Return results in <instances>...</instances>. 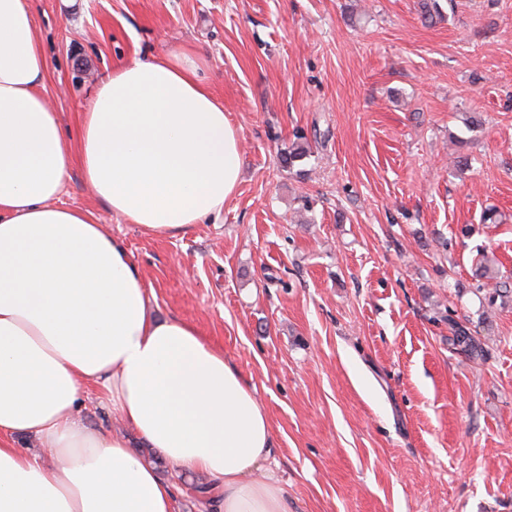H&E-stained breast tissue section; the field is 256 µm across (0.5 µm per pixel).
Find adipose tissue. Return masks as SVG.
I'll return each instance as SVG.
<instances>
[{
  "instance_id": "ef3b65f1",
  "label": "adipose tissue",
  "mask_w": 512,
  "mask_h": 512,
  "mask_svg": "<svg viewBox=\"0 0 512 512\" xmlns=\"http://www.w3.org/2000/svg\"><path fill=\"white\" fill-rule=\"evenodd\" d=\"M47 68L29 0H0V512H174L169 481L84 423L92 384L173 468L217 481L216 512H294L279 481L253 477L275 442L250 379L194 324L155 315L120 237L55 203L77 167L144 232L219 218L241 166L223 103L190 50L120 64L73 152L43 94Z\"/></svg>"
}]
</instances>
